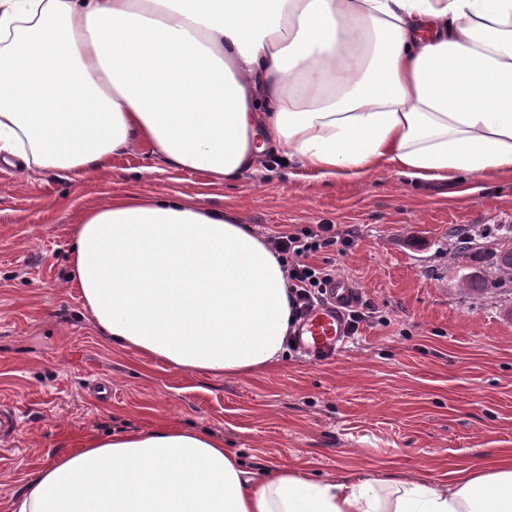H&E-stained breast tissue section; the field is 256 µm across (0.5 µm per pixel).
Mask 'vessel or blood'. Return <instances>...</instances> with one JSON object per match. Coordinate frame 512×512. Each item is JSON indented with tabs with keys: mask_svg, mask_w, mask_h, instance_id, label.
<instances>
[{
	"mask_svg": "<svg viewBox=\"0 0 512 512\" xmlns=\"http://www.w3.org/2000/svg\"><path fill=\"white\" fill-rule=\"evenodd\" d=\"M356 296L348 278L339 276L329 285L325 303L315 306L298 324V348L311 360L337 355L346 339L344 311Z\"/></svg>",
	"mask_w": 512,
	"mask_h": 512,
	"instance_id": "b4317fda",
	"label": "vessel or blood"
}]
</instances>
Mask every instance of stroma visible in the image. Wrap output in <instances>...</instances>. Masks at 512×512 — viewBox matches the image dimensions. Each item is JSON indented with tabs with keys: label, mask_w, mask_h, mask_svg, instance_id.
<instances>
[{
	"label": "stroma",
	"mask_w": 512,
	"mask_h": 512,
	"mask_svg": "<svg viewBox=\"0 0 512 512\" xmlns=\"http://www.w3.org/2000/svg\"><path fill=\"white\" fill-rule=\"evenodd\" d=\"M128 191L235 206L264 237L334 225L338 245L310 261L334 264L371 317L337 359L291 348L249 377L178 372L112 347L67 276L71 229L82 210ZM511 232V177L472 195L394 174L326 183L271 155L224 185L167 168L147 145L91 179L0 162V404L18 417L0 440V512L68 435L164 421L222 436L258 469L443 477L485 463L512 448V272L495 268ZM471 277L497 285L471 288Z\"/></svg>",
	"instance_id": "stroma-1"
}]
</instances>
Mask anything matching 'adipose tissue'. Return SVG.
<instances>
[{
  "instance_id": "1",
  "label": "adipose tissue",
  "mask_w": 512,
  "mask_h": 512,
  "mask_svg": "<svg viewBox=\"0 0 512 512\" xmlns=\"http://www.w3.org/2000/svg\"><path fill=\"white\" fill-rule=\"evenodd\" d=\"M148 144L232 184L279 155L324 182L512 176V0H0V161L92 177ZM114 347L183 372L280 362L286 264L231 209L112 195L72 229ZM12 512H512V448L428 476L253 470L202 429L69 437Z\"/></svg>"
}]
</instances>
